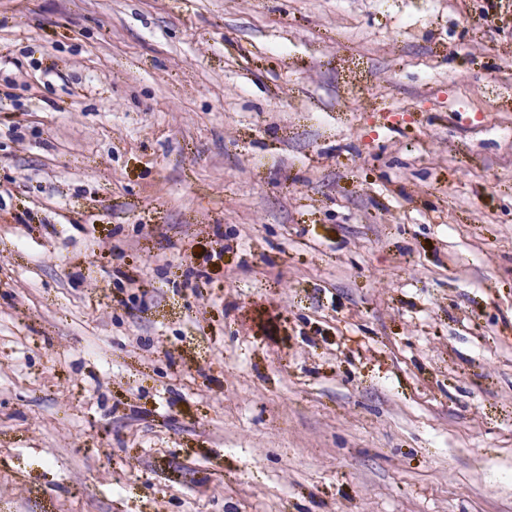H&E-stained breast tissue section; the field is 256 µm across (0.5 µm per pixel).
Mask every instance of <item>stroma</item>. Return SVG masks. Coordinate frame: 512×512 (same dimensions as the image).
Returning <instances> with one entry per match:
<instances>
[{"instance_id":"obj_1","label":"stroma","mask_w":512,"mask_h":512,"mask_svg":"<svg viewBox=\"0 0 512 512\" xmlns=\"http://www.w3.org/2000/svg\"><path fill=\"white\" fill-rule=\"evenodd\" d=\"M0 512H512V0H0Z\"/></svg>"}]
</instances>
